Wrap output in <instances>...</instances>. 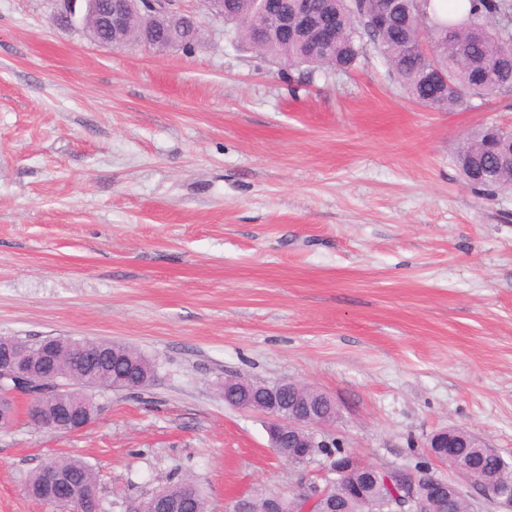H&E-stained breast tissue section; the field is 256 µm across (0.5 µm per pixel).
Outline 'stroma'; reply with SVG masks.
Returning a JSON list of instances; mask_svg holds the SVG:
<instances>
[{
    "label": "stroma",
    "instance_id": "obj_1",
    "mask_svg": "<svg viewBox=\"0 0 512 512\" xmlns=\"http://www.w3.org/2000/svg\"><path fill=\"white\" fill-rule=\"evenodd\" d=\"M193 52L100 46L51 0H0V336L105 338L154 365L48 433L28 400L0 427V512H50L23 483L79 457L107 512L179 475L225 512L255 489L326 484L271 448L224 380L336 400L331 434L410 464L461 428L512 464V191L456 164L512 97L435 111L369 54L305 82L188 0Z\"/></svg>",
    "mask_w": 512,
    "mask_h": 512
}]
</instances>
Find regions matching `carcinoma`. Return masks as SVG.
Segmentation results:
<instances>
[{"instance_id": "cac0c4a2", "label": "carcinoma", "mask_w": 512, "mask_h": 512, "mask_svg": "<svg viewBox=\"0 0 512 512\" xmlns=\"http://www.w3.org/2000/svg\"><path fill=\"white\" fill-rule=\"evenodd\" d=\"M224 23L232 27L234 39L252 43L250 21L259 11L261 0H223ZM382 0H310L311 9L328 17L336 30V40L320 50H312L303 38L285 37L274 29L269 32L259 51L284 66V70L301 69L307 79H327L352 69L367 53H376L400 88L421 105L441 111L453 110L471 98L512 96V29L502 27V18L512 15V0H393V7L379 14ZM102 39L117 47L140 45L146 37L169 48L177 46L185 52L194 49L199 38L198 24L180 19L148 32L141 17L130 15L121 34L108 30ZM509 135L491 125L472 133L461 144L457 161L459 167L472 170L469 180L485 195L512 190V166L498 164ZM82 357L69 356L55 366L57 375L69 380L79 373ZM151 362L136 349L122 343L107 344L99 355L98 368L83 378L88 390L123 386L128 382H150ZM288 400L298 406H315L323 412L328 406L319 392L307 385L289 388ZM312 452L331 457L346 454L339 438L318 445ZM467 456L478 457L480 478L500 485L512 484V465L492 448H462ZM59 471L69 475L78 485L93 492L99 491L95 470L83 460L63 457L52 461ZM363 484L366 498L375 502L379 512H390L395 501L393 490L382 480L368 483L364 473L353 470L336 480V512H364L360 500L350 497L353 483ZM192 481L171 476L159 490L172 497L189 496L187 512H207V501L199 487L187 494ZM27 493L49 504L62 507L61 501L47 498L44 472L33 471L25 482ZM429 512H469V504L452 494L442 505H429Z\"/></svg>"}]
</instances>
